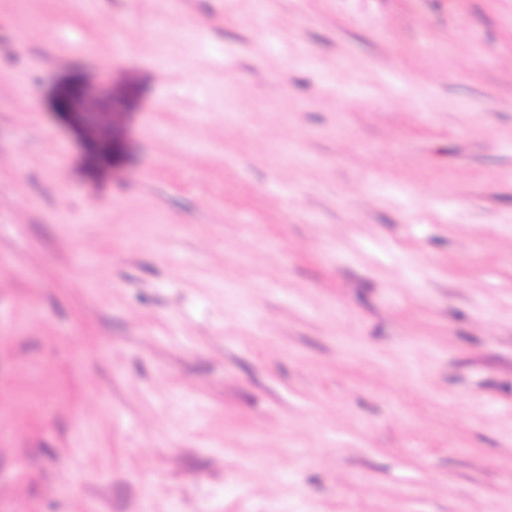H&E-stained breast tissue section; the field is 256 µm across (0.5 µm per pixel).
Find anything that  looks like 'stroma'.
<instances>
[{
    "label": "stroma",
    "instance_id": "1",
    "mask_svg": "<svg viewBox=\"0 0 512 512\" xmlns=\"http://www.w3.org/2000/svg\"><path fill=\"white\" fill-rule=\"evenodd\" d=\"M0 512H512V0H0Z\"/></svg>",
    "mask_w": 512,
    "mask_h": 512
}]
</instances>
